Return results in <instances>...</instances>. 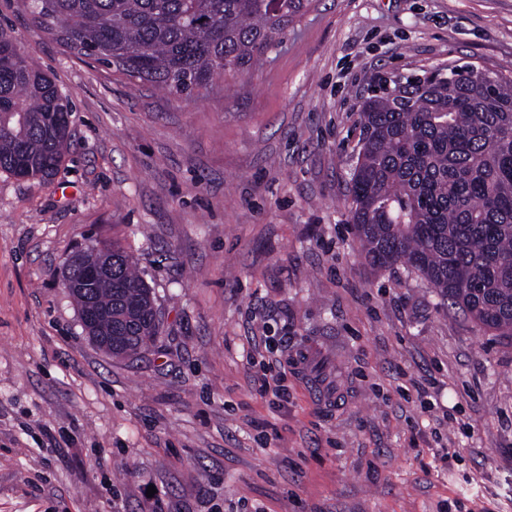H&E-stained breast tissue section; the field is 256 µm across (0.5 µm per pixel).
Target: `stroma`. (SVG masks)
I'll return each instance as SVG.
<instances>
[{"label": "stroma", "mask_w": 512, "mask_h": 512, "mask_svg": "<svg viewBox=\"0 0 512 512\" xmlns=\"http://www.w3.org/2000/svg\"><path fill=\"white\" fill-rule=\"evenodd\" d=\"M0 23L73 101L51 183L0 172V512H512V337L371 266L349 196L359 90L512 76V0H311L191 98L65 52L20 0ZM112 241L162 317L136 358L62 282ZM281 364L287 399L261 397Z\"/></svg>", "instance_id": "1"}]
</instances>
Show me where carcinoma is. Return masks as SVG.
<instances>
[{"label":"carcinoma","instance_id":"cac0c4a2","mask_svg":"<svg viewBox=\"0 0 512 512\" xmlns=\"http://www.w3.org/2000/svg\"><path fill=\"white\" fill-rule=\"evenodd\" d=\"M309 0H25L33 22L72 54L131 82L192 96L251 69ZM455 65L404 79L378 75L360 108L350 178L352 224L370 264L401 265L480 328L512 336V79ZM0 27V172L48 182L70 146L71 99ZM94 302L114 358L161 333L151 289L112 244V273L74 297Z\"/></svg>","mask_w":512,"mask_h":512}]
</instances>
